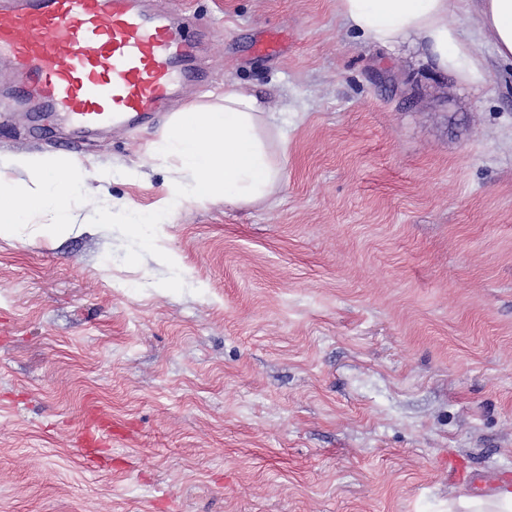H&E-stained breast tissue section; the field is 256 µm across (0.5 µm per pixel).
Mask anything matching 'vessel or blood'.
Here are the masks:
<instances>
[{"label":"vessel or blood","instance_id":"1","mask_svg":"<svg viewBox=\"0 0 512 512\" xmlns=\"http://www.w3.org/2000/svg\"><path fill=\"white\" fill-rule=\"evenodd\" d=\"M198 44L141 0H0V64L14 93L76 137L165 111L199 83Z\"/></svg>","mask_w":512,"mask_h":512}]
</instances>
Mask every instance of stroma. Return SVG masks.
<instances>
[{"mask_svg":"<svg viewBox=\"0 0 512 512\" xmlns=\"http://www.w3.org/2000/svg\"><path fill=\"white\" fill-rule=\"evenodd\" d=\"M225 83L288 134L283 183L187 205L169 121L70 150L0 112V156H74L68 233L0 237V512H448L512 482V66L477 0H450L475 86L336 0H176ZM118 429L107 464L74 443ZM470 468L448 471L449 456ZM76 443L82 448L85 457L91 463H95V457L89 455V448H100L105 446L106 437L103 427L83 428L75 436Z\"/></svg>","mask_w":512,"mask_h":512,"instance_id":"35a3bbf8","label":"stroma"}]
</instances>
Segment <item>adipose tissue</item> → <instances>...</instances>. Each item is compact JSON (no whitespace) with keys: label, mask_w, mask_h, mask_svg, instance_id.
Here are the masks:
<instances>
[{"label":"adipose tissue","mask_w":512,"mask_h":512,"mask_svg":"<svg viewBox=\"0 0 512 512\" xmlns=\"http://www.w3.org/2000/svg\"><path fill=\"white\" fill-rule=\"evenodd\" d=\"M336 7L351 29L375 44L417 39L436 70L472 85L483 83V60L460 39L449 18V0H336ZM480 15L497 55L512 63V0H481ZM287 146L264 101L236 85H225L217 103L185 105L158 147L162 157L178 162L182 178L164 205L130 220L128 231L151 247L152 228L165 223L170 208L264 201L282 183ZM11 168L26 172L27 180L11 179ZM86 173L81 162L57 155H18L1 163L0 236L17 234L22 225L42 218L54 232L67 231L68 201Z\"/></svg>","instance_id":"adipose-tissue-1"}]
</instances>
